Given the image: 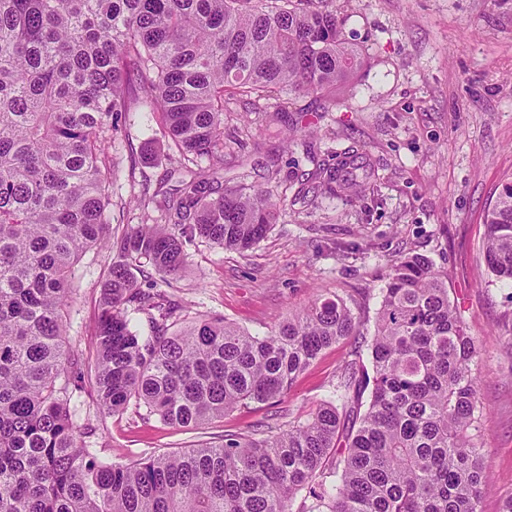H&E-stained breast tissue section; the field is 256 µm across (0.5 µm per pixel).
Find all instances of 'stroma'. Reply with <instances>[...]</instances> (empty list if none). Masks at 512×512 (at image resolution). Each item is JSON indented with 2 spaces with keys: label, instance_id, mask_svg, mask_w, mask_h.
<instances>
[{
  "label": "stroma",
  "instance_id": "1",
  "mask_svg": "<svg viewBox=\"0 0 512 512\" xmlns=\"http://www.w3.org/2000/svg\"><path fill=\"white\" fill-rule=\"evenodd\" d=\"M344 34L366 66L352 90L330 103L312 96L270 99L259 109L238 102L226 133L248 126L251 163L228 170L224 183L267 181V155L277 152L288 177V209L253 249L238 253L210 243L189 246L171 293L188 319L220 315L250 332L274 330L316 298L350 299L373 320L392 260L419 254L448 275V287L480 350V417L485 464L479 512H502L512 495V283L497 279L483 252L484 216L504 179L512 177V0H336ZM303 118L296 142L275 110ZM168 142L155 118L136 112L112 146L118 176L113 206L136 224L138 183L129 168L159 180ZM370 173L360 195L305 198L302 172L334 167L347 153ZM113 262L93 248L75 267L76 299L68 341L89 351L102 285ZM353 344L326 349L280 399L240 407L196 429L163 425L128 407L102 416L89 393L75 394L78 422L97 430L104 457L127 463L151 454L219 445L225 434L262 431L306 418L332 400Z\"/></svg>",
  "mask_w": 512,
  "mask_h": 512
}]
</instances>
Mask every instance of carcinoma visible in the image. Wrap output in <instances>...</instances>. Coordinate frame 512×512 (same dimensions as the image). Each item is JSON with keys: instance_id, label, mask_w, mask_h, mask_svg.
<instances>
[{"instance_id": "cac0c4a2", "label": "carcinoma", "mask_w": 512, "mask_h": 512, "mask_svg": "<svg viewBox=\"0 0 512 512\" xmlns=\"http://www.w3.org/2000/svg\"><path fill=\"white\" fill-rule=\"evenodd\" d=\"M333 2L0 0V512H478L477 341L426 257L391 264L371 330L339 296L264 335L222 317L175 329L183 308L166 287L187 246L244 253L286 207L275 186L223 185L220 171L244 165L241 141L224 140L227 100L326 98L365 66ZM142 107L169 140V167L154 190L143 179L145 218L115 236L110 149ZM361 169L350 156L314 175L331 193H357ZM175 177V192L163 190ZM484 224L486 264L512 282L511 178ZM103 243L116 260L94 332L99 413L134 403L197 428L281 397L353 337L342 407L323 403L266 437L104 458L70 409L81 361L64 350L75 264ZM145 262L155 275L141 283Z\"/></svg>"}]
</instances>
